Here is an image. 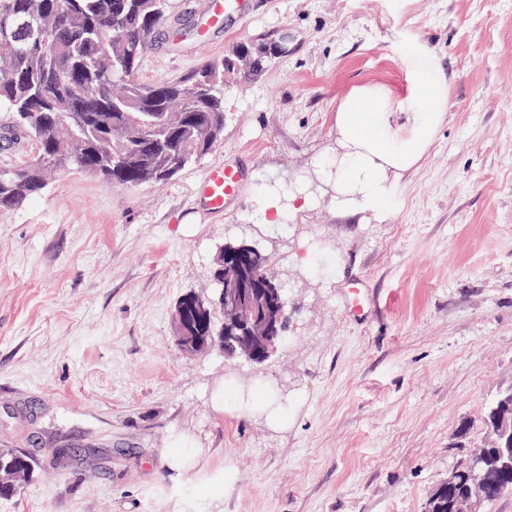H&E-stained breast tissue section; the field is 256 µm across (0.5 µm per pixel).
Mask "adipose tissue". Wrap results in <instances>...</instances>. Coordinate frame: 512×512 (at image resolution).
<instances>
[{
    "mask_svg": "<svg viewBox=\"0 0 512 512\" xmlns=\"http://www.w3.org/2000/svg\"><path fill=\"white\" fill-rule=\"evenodd\" d=\"M415 104L406 117L392 112L382 92L355 89L338 106L336 157L328 174L336 181L342 205L355 210L380 209L390 200L401 174L427 149L444 116V77L421 69L414 75ZM410 127L399 137L398 119Z\"/></svg>",
    "mask_w": 512,
    "mask_h": 512,
    "instance_id": "1",
    "label": "adipose tissue"
}]
</instances>
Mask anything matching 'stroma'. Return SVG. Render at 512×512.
Masks as SVG:
<instances>
[{"instance_id": "obj_1", "label": "stroma", "mask_w": 512, "mask_h": 512, "mask_svg": "<svg viewBox=\"0 0 512 512\" xmlns=\"http://www.w3.org/2000/svg\"><path fill=\"white\" fill-rule=\"evenodd\" d=\"M174 2L142 81L240 44L287 50L230 85L222 140L173 180L69 169L0 211V448L35 462L0 512H424L512 389V0H244L213 30L206 0ZM427 62L447 111L426 151L386 209L337 205L318 161L340 102L375 87L407 111ZM217 162L241 171L220 213L196 191ZM286 182L309 203L279 201L275 238L263 198ZM240 241L287 299L259 366L175 341L177 301L211 293ZM257 383L277 385L276 415L214 402ZM182 448L191 469H171Z\"/></svg>"}]
</instances>
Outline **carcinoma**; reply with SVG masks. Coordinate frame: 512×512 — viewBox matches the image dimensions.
<instances>
[{
    "label": "carcinoma",
    "mask_w": 512,
    "mask_h": 512,
    "mask_svg": "<svg viewBox=\"0 0 512 512\" xmlns=\"http://www.w3.org/2000/svg\"><path fill=\"white\" fill-rule=\"evenodd\" d=\"M171 0H0V143L20 139L34 145L32 161L0 167V210L36 198L49 173L80 169L114 187L168 181L215 149L224 133L227 81L264 69L275 43L241 44L229 55L205 64L184 79L146 83L141 61L153 34L170 14ZM38 38L44 48L33 51ZM219 252L214 277L224 276V257L251 275L271 257L242 243ZM207 311L193 320L195 335H219L214 309L219 297L205 301ZM512 416V390L501 394L485 419L493 432L499 416ZM480 474L487 507L512 491V466L503 465L498 448L483 446ZM34 462L23 452L0 454V497H12L31 480ZM452 485L436 489L425 512H457L458 501L473 484L471 460L448 475Z\"/></svg>",
    "instance_id": "1"
}]
</instances>
